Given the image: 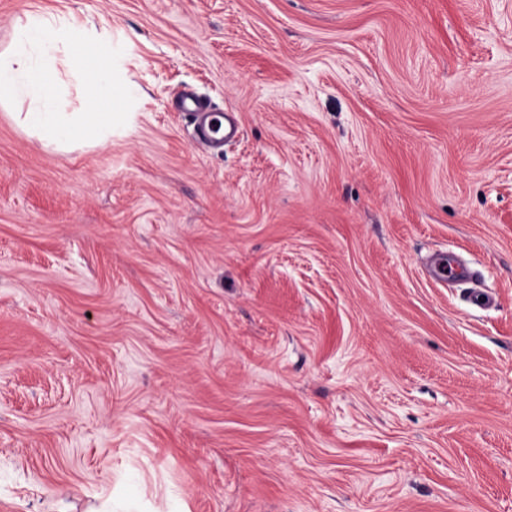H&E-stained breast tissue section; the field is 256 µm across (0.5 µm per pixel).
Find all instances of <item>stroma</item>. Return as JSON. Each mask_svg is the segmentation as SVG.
<instances>
[{
  "label": "stroma",
  "instance_id": "35a3bbf8",
  "mask_svg": "<svg viewBox=\"0 0 512 512\" xmlns=\"http://www.w3.org/2000/svg\"><path fill=\"white\" fill-rule=\"evenodd\" d=\"M31 15L135 103L0 105V512H512V0H0V51ZM176 110L191 115L195 121L196 137L211 148H221L238 140L241 127L232 112H208L204 102L193 92L185 91L176 102Z\"/></svg>",
  "mask_w": 512,
  "mask_h": 512
}]
</instances>
